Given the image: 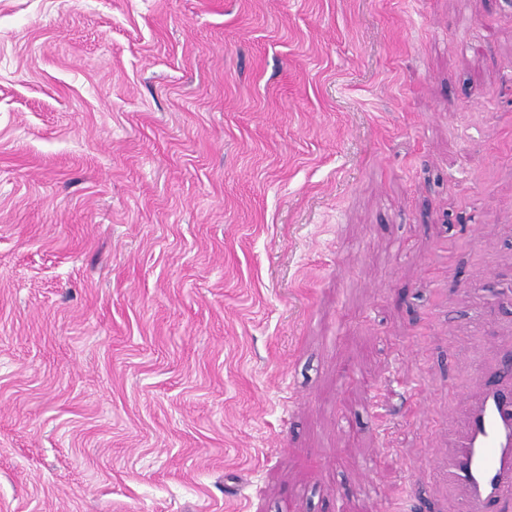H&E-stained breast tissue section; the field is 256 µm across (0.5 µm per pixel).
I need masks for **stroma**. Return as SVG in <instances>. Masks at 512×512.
I'll use <instances>...</instances> for the list:
<instances>
[{
	"mask_svg": "<svg viewBox=\"0 0 512 512\" xmlns=\"http://www.w3.org/2000/svg\"><path fill=\"white\" fill-rule=\"evenodd\" d=\"M504 275L512 0H0V512H460Z\"/></svg>",
	"mask_w": 512,
	"mask_h": 512,
	"instance_id": "35a3bbf8",
	"label": "stroma"
}]
</instances>
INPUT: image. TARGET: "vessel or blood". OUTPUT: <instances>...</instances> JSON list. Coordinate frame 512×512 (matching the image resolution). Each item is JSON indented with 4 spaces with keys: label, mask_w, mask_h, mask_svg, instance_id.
I'll return each instance as SVG.
<instances>
[{
    "label": "vessel or blood",
    "mask_w": 512,
    "mask_h": 512,
    "mask_svg": "<svg viewBox=\"0 0 512 512\" xmlns=\"http://www.w3.org/2000/svg\"><path fill=\"white\" fill-rule=\"evenodd\" d=\"M484 391L465 401L453 454L437 461L463 493L461 512H497L512 504V363L483 376Z\"/></svg>",
    "instance_id": "vessel-or-blood-1"
}]
</instances>
